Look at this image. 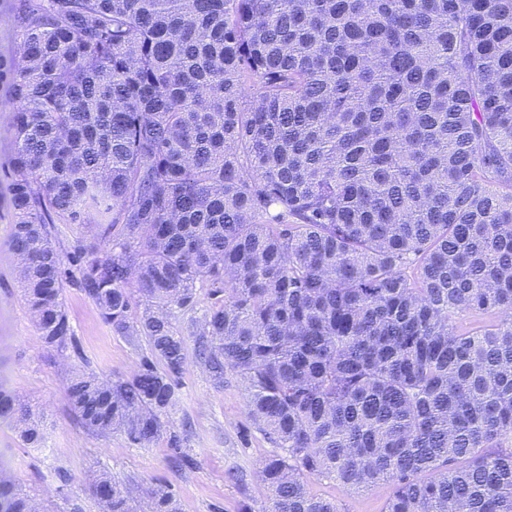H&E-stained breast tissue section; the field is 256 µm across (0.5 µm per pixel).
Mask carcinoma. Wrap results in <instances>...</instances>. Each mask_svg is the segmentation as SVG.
Returning <instances> with one entry per match:
<instances>
[{"mask_svg": "<svg viewBox=\"0 0 512 512\" xmlns=\"http://www.w3.org/2000/svg\"><path fill=\"white\" fill-rule=\"evenodd\" d=\"M10 243L43 342L71 280L149 351L81 372L82 426L140 445L183 369L230 370L283 450L269 512L387 483L382 512H512V0H12ZM57 224H83L64 266ZM140 296L132 310L133 293ZM26 445L37 417L0 391ZM104 512H134L102 478ZM0 475V512H32ZM148 512H178L152 493Z\"/></svg>", "mask_w": 512, "mask_h": 512, "instance_id": "obj_1", "label": "carcinoma"}]
</instances>
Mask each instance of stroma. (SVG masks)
<instances>
[{"label": "stroma", "mask_w": 512, "mask_h": 512, "mask_svg": "<svg viewBox=\"0 0 512 512\" xmlns=\"http://www.w3.org/2000/svg\"><path fill=\"white\" fill-rule=\"evenodd\" d=\"M8 178L0 170V388L38 413L44 438L39 447L21 442L16 420L0 416V474L42 504L44 512H100L94 489L104 477L131 487L139 501L160 487L174 494L179 512H269L270 497L259 480L261 464L278 449L248 415L245 392L232 372L215 385L198 363L194 337L185 343L184 368L165 420L181 439L143 446L115 431L99 436L83 428L66 393L76 373L101 377L136 372L145 342L117 335L96 306L73 285L63 300L79 349L46 346L8 260L13 215ZM194 464L177 467L181 455ZM313 492L335 498L340 512H381L389 486L349 493L327 478L310 481Z\"/></svg>", "instance_id": "obj_1"}]
</instances>
